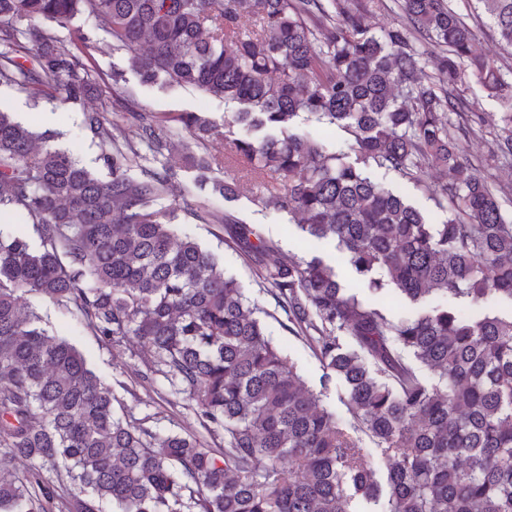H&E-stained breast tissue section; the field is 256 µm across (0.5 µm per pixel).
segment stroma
Listing matches in <instances>:
<instances>
[{"label":"stroma","mask_w":512,"mask_h":512,"mask_svg":"<svg viewBox=\"0 0 512 512\" xmlns=\"http://www.w3.org/2000/svg\"><path fill=\"white\" fill-rule=\"evenodd\" d=\"M451 4L466 23L479 29V50L503 70L512 71V47L501 42L496 29L481 14L475 0H451ZM73 24L93 33L97 38V47L92 52L89 64L99 77L109 78L115 71L123 73L125 86L134 95L133 101L127 104L128 109L156 113L204 112L219 124L223 123L225 114L238 111V104L206 97L190 87H170L160 82L141 83L130 54L123 50H112L110 38L101 22L79 16ZM0 106L15 112L20 120L38 129L58 132L57 147L73 152L80 163L96 176L107 177L108 170L101 155L107 151L108 146L84 131L82 105H64L45 99L35 105L16 88L0 85ZM500 135L499 127L486 124L482 129L458 134L457 141L463 156L479 164L481 174L499 190L504 213L511 217L512 161L489 166L484 163L485 158L495 149ZM156 163L171 166L176 173L172 186L157 198L156 207L174 212L179 236L196 239L223 261L225 271L235 277L245 293L263 308L262 320L268 334L296 362L306 386L319 395L324 408L335 413L341 420H350L346 385L337 377L328 375L313 350L285 329L284 313L256 278L251 263L225 245L224 229L218 223L219 218L228 214L239 223L258 227L266 237L278 244L281 257L298 259L311 252L323 256L335 265L342 282L353 288L362 301L377 305L391 320L416 317L420 313L419 308L406 304L390 290L372 294L362 287L359 277L347 264L344 254L335 243L309 242L296 225L290 222L288 214L257 206L253 200L254 177L238 176L233 161H225L223 168L212 170L209 174L210 182L205 186L198 182L197 171L184 161L178 148L164 150L162 156L157 157ZM366 173L375 182L404 195L432 223L439 224L446 220V212L437 207L417 183L375 166L368 167ZM231 180L236 183L234 196L226 198L214 191V184ZM196 207L214 214L216 223L202 224L195 221L190 211ZM30 301L43 316L50 334L75 344L88 365L112 385L125 413L136 419L147 415L154 417L157 429L163 433L199 430L200 425L189 402L171 395L163 377H154L148 385L141 382L138 371L142 367L143 354L139 348L129 344H105L66 309L36 295L31 296Z\"/></svg>","instance_id":"1"}]
</instances>
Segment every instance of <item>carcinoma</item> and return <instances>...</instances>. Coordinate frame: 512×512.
I'll use <instances>...</instances> for the list:
<instances>
[{
  "label": "carcinoma",
  "instance_id": "carcinoma-1",
  "mask_svg": "<svg viewBox=\"0 0 512 512\" xmlns=\"http://www.w3.org/2000/svg\"><path fill=\"white\" fill-rule=\"evenodd\" d=\"M369 33V0H0V85L33 100L81 102L99 79L79 16L108 23L143 81L165 78L241 105L224 132L195 112L83 111V128L125 149L101 179L0 110V208L31 221L34 241L0 231V512H354L385 495L384 512H512V317L434 308L394 322L340 284L316 254L286 261L256 228L224 216L227 245L254 264L286 316L349 387L346 423L306 389L267 335L260 308L218 257L176 237L156 198L170 168L127 174L182 136L203 171L224 152L271 176L254 202L330 238L366 287L417 304L438 293L512 300V223L457 147L451 115L476 79L500 101L498 155L512 156L506 73L478 52L477 32L447 0H397ZM512 46V0H478ZM441 51L423 58L415 36ZM305 113L354 139L356 159L291 130ZM375 165L421 182L448 213L441 224L371 181ZM71 311L107 344L149 351L146 371L192 403L211 442L161 434L151 417L117 412L110 386L68 340L52 336L27 296ZM432 371L428 384L416 364ZM368 435L378 456L354 433ZM31 468L18 473L11 457ZM55 474L56 480L43 477Z\"/></svg>",
  "mask_w": 512,
  "mask_h": 512
}]
</instances>
